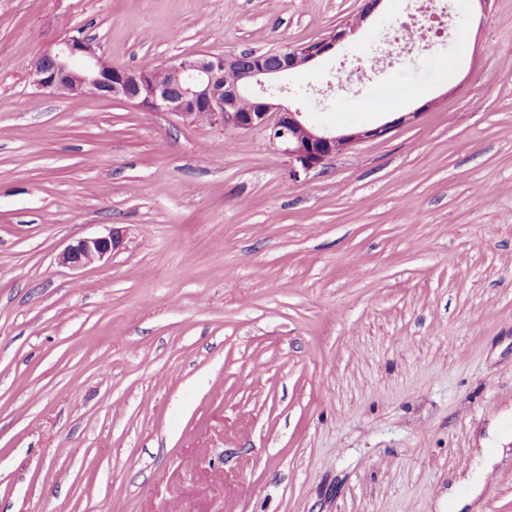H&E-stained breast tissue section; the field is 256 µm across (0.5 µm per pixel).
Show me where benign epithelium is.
Returning <instances> with one entry per match:
<instances>
[{
  "label": "benign epithelium",
  "instance_id": "obj_1",
  "mask_svg": "<svg viewBox=\"0 0 512 512\" xmlns=\"http://www.w3.org/2000/svg\"><path fill=\"white\" fill-rule=\"evenodd\" d=\"M382 0H367L361 11L337 25L328 35L282 53L242 51L233 55H196L179 58L166 66L168 79L155 72L129 69L108 62L95 42L84 36L60 39L30 59L27 70L32 84L49 94L120 100L154 112H168L197 121L202 112L207 122L226 129L248 131L265 128L272 143L288 156L289 175L298 177L324 166L365 138L382 137L397 125L413 122L418 113L408 112L374 129L336 133L309 125L299 111L268 101L265 79L298 71L348 42L377 9ZM259 86L256 110L241 112L239 100ZM123 244L122 231L86 237L68 245L58 262L82 269L104 261Z\"/></svg>",
  "mask_w": 512,
  "mask_h": 512
}]
</instances>
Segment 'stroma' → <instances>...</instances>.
Listing matches in <instances>:
<instances>
[{"instance_id":"35a3bbf8","label":"stroma","mask_w":512,"mask_h":512,"mask_svg":"<svg viewBox=\"0 0 512 512\" xmlns=\"http://www.w3.org/2000/svg\"><path fill=\"white\" fill-rule=\"evenodd\" d=\"M364 0H0V512H438L512 434V0H421L279 77L336 131L293 178L264 129L43 94L82 31L116 66L284 51ZM122 230L74 270V240ZM512 512V452L479 498ZM123 239L122 231L115 228L107 235L80 238L58 255V262L72 269L88 267L109 258L121 247Z\"/></svg>"}]
</instances>
